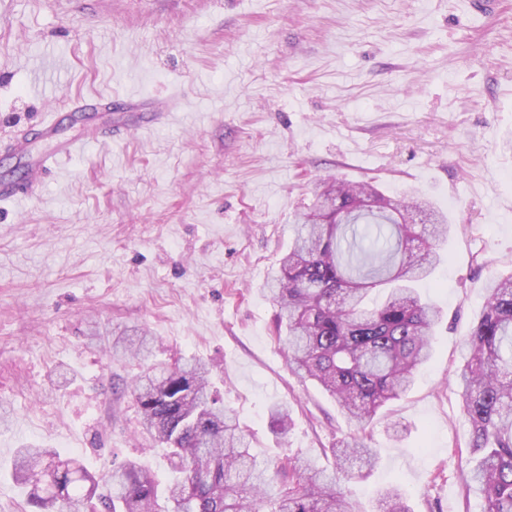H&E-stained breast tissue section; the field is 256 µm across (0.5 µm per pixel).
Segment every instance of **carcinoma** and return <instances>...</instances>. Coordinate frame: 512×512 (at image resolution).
<instances>
[{
	"label": "carcinoma",
	"instance_id": "obj_1",
	"mask_svg": "<svg viewBox=\"0 0 512 512\" xmlns=\"http://www.w3.org/2000/svg\"><path fill=\"white\" fill-rule=\"evenodd\" d=\"M315 196L266 290L285 329L288 367L317 382L362 431L430 360L442 311L412 283L443 261L448 217L417 193L391 197L333 177L316 185ZM146 353V335L112 343L117 357ZM209 373L192 357L174 368L154 364L134 385L144 429L168 448L179 473L166 488L167 512H351L340 483L355 461L373 467L372 449L355 436L340 441L331 474L308 460L262 466ZM457 384L473 463L466 485H475L482 512H512V274L489 282L463 342ZM14 477L32 486L29 503L39 512H86L101 483L107 512H162L154 476L134 461L98 478L29 445L18 450ZM375 512L410 509L393 488L380 494Z\"/></svg>",
	"mask_w": 512,
	"mask_h": 512
}]
</instances>
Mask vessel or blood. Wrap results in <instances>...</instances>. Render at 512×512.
<instances>
[{"label": "vessel or blood", "mask_w": 512, "mask_h": 512, "mask_svg": "<svg viewBox=\"0 0 512 512\" xmlns=\"http://www.w3.org/2000/svg\"><path fill=\"white\" fill-rule=\"evenodd\" d=\"M106 102L100 100H75L70 105L68 119L71 124L80 125L81 135H64L56 113H49L39 123L41 137L51 142L50 152L32 156L30 141L26 135L17 134L8 141L10 148L19 156L28 158L26 177L20 182L0 183V198L22 201L35 194L38 187L52 172L58 170L66 158L76 154L85 145L105 135L122 133L123 125L99 126V114L106 110Z\"/></svg>", "instance_id": "b4317fda"}]
</instances>
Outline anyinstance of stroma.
Returning <instances> with one entry per match:
<instances>
[{"mask_svg": "<svg viewBox=\"0 0 512 512\" xmlns=\"http://www.w3.org/2000/svg\"><path fill=\"white\" fill-rule=\"evenodd\" d=\"M138 87L172 119L0 203V512L27 504L28 444L173 479L132 394L149 361L211 363L257 460L332 469L354 428L289 370L264 290L326 175L424 195L451 226L431 359L366 429L376 463L343 482L351 512L390 487L412 512H481L454 378L489 278L512 274V0H0L1 163L27 166L5 139L51 109ZM140 332L149 361L113 358Z\"/></svg>", "mask_w": 512, "mask_h": 512, "instance_id": "35a3bbf8", "label": "stroma"}]
</instances>
